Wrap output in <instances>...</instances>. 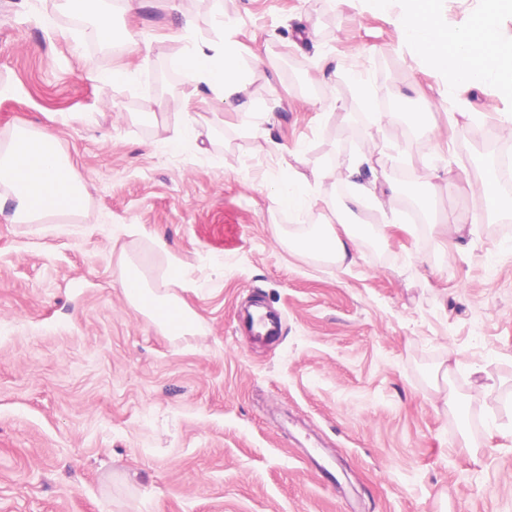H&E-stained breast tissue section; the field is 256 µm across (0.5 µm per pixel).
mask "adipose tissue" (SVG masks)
<instances>
[{
	"label": "adipose tissue",
	"mask_w": 512,
	"mask_h": 512,
	"mask_svg": "<svg viewBox=\"0 0 512 512\" xmlns=\"http://www.w3.org/2000/svg\"><path fill=\"white\" fill-rule=\"evenodd\" d=\"M504 2L483 0L484 20L474 34L448 30L436 14L437 0H406L400 37L430 67L450 75L457 93L488 81L512 89V52L501 48V39L491 24ZM216 23L224 28L223 41L196 43L191 39L193 18L187 14L177 16L173 36L190 40L191 45L185 52L173 55L170 64L190 75L214 99L235 103L242 112H251L252 101L233 29L226 26L224 18H217ZM335 176V169L329 167L315 166L304 173L286 161L270 197L274 211L288 213L302 225L298 233L289 236V251L343 269L355 265L361 257L363 225L309 222L318 205L314 184ZM87 199L86 187L76 178L52 129L20 126L0 144V214L8 213L11 222L41 223L75 217L83 213ZM133 274L141 282L135 293L128 289V279ZM115 282L124 290L126 300L145 314L158 331L167 336L193 334V312L176 295L154 287L139 262L129 257L122 259ZM172 311L177 313V321H170L168 314Z\"/></svg>",
	"instance_id": "ef3b65f1"
}]
</instances>
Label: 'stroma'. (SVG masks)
Here are the masks:
<instances>
[{
    "mask_svg": "<svg viewBox=\"0 0 512 512\" xmlns=\"http://www.w3.org/2000/svg\"><path fill=\"white\" fill-rule=\"evenodd\" d=\"M179 5L199 40L223 39L217 15L234 22L248 119L171 73L187 44L164 0L115 14L131 40L109 47L59 0H0V140L53 128L89 191L60 223L0 217V512H512V220L447 252L408 217L339 270L279 243L290 220L271 212L280 160L265 149L339 169L367 151L362 180L396 187L435 174L420 193L449 224L480 209L468 115L496 124L512 96L457 94L401 46L403 0ZM114 68L130 80H100ZM364 86L395 119L366 108ZM413 112L429 136H400ZM190 116L211 144L168 152L165 129ZM202 224L239 240L215 247ZM157 234L184 263L168 287L194 335H162L114 283L128 256L165 284ZM253 298L281 314L275 341L236 331Z\"/></svg>",
    "mask_w": 512,
    "mask_h": 512,
    "instance_id": "obj_1",
    "label": "stroma"
}]
</instances>
